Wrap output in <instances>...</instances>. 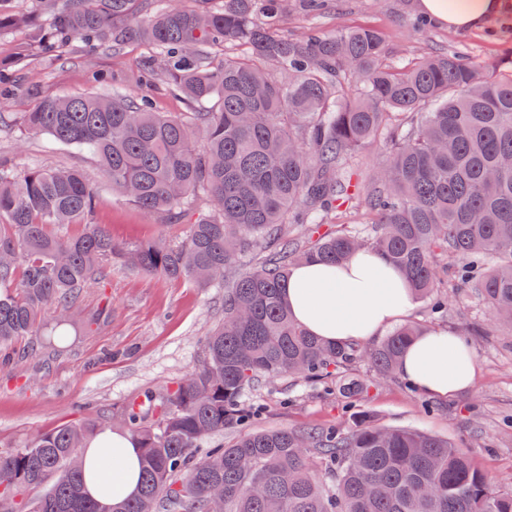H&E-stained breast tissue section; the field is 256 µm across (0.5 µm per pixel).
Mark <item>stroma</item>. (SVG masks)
<instances>
[{
	"label": "stroma",
	"instance_id": "obj_1",
	"mask_svg": "<svg viewBox=\"0 0 512 512\" xmlns=\"http://www.w3.org/2000/svg\"><path fill=\"white\" fill-rule=\"evenodd\" d=\"M414 0H330L320 23L325 29L373 27L385 40L388 60L402 64L433 51L479 57L487 66L512 61V19L493 18L478 30L434 25L420 32L410 24ZM24 31L0 33V69L21 87L16 98L0 104V169L72 166L82 169L95 190L94 223L104 225L116 243L127 245L162 238H184V224H165L113 192L91 153L54 143L45 135L26 136L20 112L42 100L103 92L98 75L111 78L121 93L143 91L137 82L149 49L130 40L119 53L85 52L73 42L65 60L17 61ZM159 112H186L188 102L159 81L145 89ZM448 315L434 320L429 300H418L409 320L424 328L451 330L469 341L480 365L472 391L434 401L410 390L404 378L373 381L367 365L341 373L332 384L287 377L248 390L246 401L258 416L257 430H299L352 426L356 415L370 414L382 427H406L465 448L474 464L500 489H512V328L494 325L475 288L449 279ZM224 290L168 281L136 273L113 262L111 274L86 289L64 327L43 325L37 335L12 344L11 359H0V455L29 446L62 424L108 418L118 422L132 403L148 405L163 389L196 370L205 354L207 334L222 322ZM63 329L66 340L49 339ZM363 382L355 396L343 384Z\"/></svg>",
	"mask_w": 512,
	"mask_h": 512
}]
</instances>
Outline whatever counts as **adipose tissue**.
I'll use <instances>...</instances> for the list:
<instances>
[{"mask_svg":"<svg viewBox=\"0 0 512 512\" xmlns=\"http://www.w3.org/2000/svg\"><path fill=\"white\" fill-rule=\"evenodd\" d=\"M418 12L455 29L482 26L507 7L506 0H416ZM284 302L293 319L322 342H366L409 315L416 295L402 272L377 252L364 249L339 265L312 260L289 273ZM401 373L434 398L467 394L479 375L467 340L431 330L413 341ZM85 490L97 500L134 496L141 476L136 440L122 430L95 435L83 450Z\"/></svg>","mask_w":512,"mask_h":512,"instance_id":"1","label":"adipose tissue"}]
</instances>
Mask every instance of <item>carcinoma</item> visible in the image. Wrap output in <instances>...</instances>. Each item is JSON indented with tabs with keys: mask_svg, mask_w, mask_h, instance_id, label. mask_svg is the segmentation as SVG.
<instances>
[{
	"mask_svg": "<svg viewBox=\"0 0 512 512\" xmlns=\"http://www.w3.org/2000/svg\"><path fill=\"white\" fill-rule=\"evenodd\" d=\"M132 0H36L32 13L0 0V33L29 29L18 60H59L72 42L116 49L133 38L160 75L215 112H156L147 96L72 95L20 113L30 134L91 152L112 190L164 223H179L199 192L207 211L176 244L117 245L88 222L95 205L69 167L0 170V346L61 325L82 292L118 259L170 281L222 284L226 271L266 251L224 289V320L205 340L204 363L167 390L152 421L130 405L123 426L141 448L136 497L104 504L83 492L81 449L93 431L66 425L0 457L3 512H512L456 445L361 416L348 429L253 431L202 456L209 434L245 428L244 399L259 381L328 382L367 363L399 372L416 324L381 342L326 344L289 314L281 294L292 267L339 264L372 249L417 297L441 313L436 258L462 260L493 322L512 326V72L473 56L436 52L394 66L369 27L321 31V0H303L301 34L283 29L280 0H157L143 18ZM272 64L278 70L267 68ZM386 135L388 157L366 190L372 235L356 224L310 242L349 201L348 157ZM82 224V232L57 228ZM37 497L13 502L20 491Z\"/></svg>",
	"mask_w": 512,
	"mask_h": 512,
	"instance_id": "obj_1",
	"label": "carcinoma"
}]
</instances>
